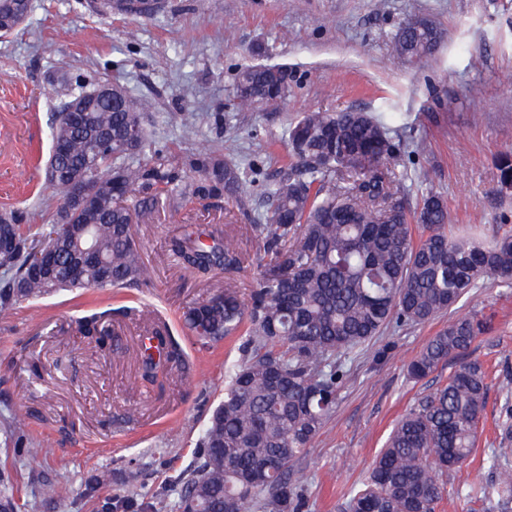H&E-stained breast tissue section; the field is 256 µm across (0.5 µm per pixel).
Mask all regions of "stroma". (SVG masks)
<instances>
[{
	"instance_id": "1",
	"label": "stroma",
	"mask_w": 512,
	"mask_h": 512,
	"mask_svg": "<svg viewBox=\"0 0 512 512\" xmlns=\"http://www.w3.org/2000/svg\"><path fill=\"white\" fill-rule=\"evenodd\" d=\"M415 17L443 39L421 62L394 61L391 38ZM251 64L287 67L285 103L236 108V74ZM102 81L153 101L144 124L171 163L217 150L239 164L251 188L241 203L162 196L139 213L132 232L150 271L147 287L63 292L0 319V477L21 512H97L100 498L115 512H178L179 479L194 465L242 342L201 346L181 315L230 278L250 297L260 257L251 226L266 210L261 185L279 171L284 132L302 113L372 114L400 146L409 206L428 187L445 198L458 233L489 238L512 226V185L501 171L512 158V0H156L141 12L108 10L101 0H33L26 21L0 38V213L52 221L61 204L47 180L55 115ZM186 224L222 227L224 242L242 255L240 269L202 275L174 259L168 241ZM457 312L483 315L486 328L424 378L409 377L407 365L447 317L387 330L344 356L336 411L315 454L292 467L303 512H342L401 416L474 360L489 374L476 444L469 465L449 472L454 493L436 512H512V503L470 494L472 485L495 484L497 464L512 465V435L498 428L502 383L512 379V287L481 281ZM93 315L111 340L86 334L82 322ZM160 322L191 373L173 367L147 383L141 339ZM20 411L41 442L37 455H15L5 443ZM47 483L61 488L51 502L42 495Z\"/></svg>"
}]
</instances>
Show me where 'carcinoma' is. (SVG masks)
<instances>
[{
    "label": "carcinoma",
    "mask_w": 512,
    "mask_h": 512,
    "mask_svg": "<svg viewBox=\"0 0 512 512\" xmlns=\"http://www.w3.org/2000/svg\"><path fill=\"white\" fill-rule=\"evenodd\" d=\"M23 0H0V29L24 10ZM425 20L392 37L397 59L421 60L441 41ZM283 68L256 64L239 70L235 98L241 109L263 111L285 101ZM145 99L126 89L98 104L91 123L74 129L55 119L52 141L64 140L52 187L63 205L51 224L16 223L0 215V234L12 248L0 252L7 275L0 317L16 305L63 289L142 287L148 267L131 233L132 218L153 206L138 190L157 189L199 202L242 201L246 180L237 163L212 149L172 166L150 143L143 125ZM291 155L264 185L269 206L252 225L262 242L257 289L246 304L234 281L183 314L202 345L243 336L240 359L228 371L224 400L208 417L198 456L183 479L179 505L192 496L203 512H300L303 493L291 480L295 461L314 454L336 409L344 377L337 358L360 350L390 327L424 324L452 311L483 277L512 286V231L491 240L450 237L448 208L433 191L416 211L394 190L400 148L366 112L312 111L286 130ZM88 163L97 184L92 210L68 208V175ZM54 246V275L34 273L38 248ZM183 265L202 274L240 267L241 254L216 231L194 227L169 242ZM484 330L477 314L457 317L433 336L408 366L420 379L466 351ZM141 358L145 379L182 366L180 347L157 326ZM486 372L478 361L459 366L448 382L422 398L397 422L372 463L368 479L350 490L348 512H436L447 493L448 472L465 465L484 409ZM25 455L38 453L23 416L9 424ZM497 501L512 502V468H500Z\"/></svg>",
    "instance_id": "carcinoma-1"
}]
</instances>
